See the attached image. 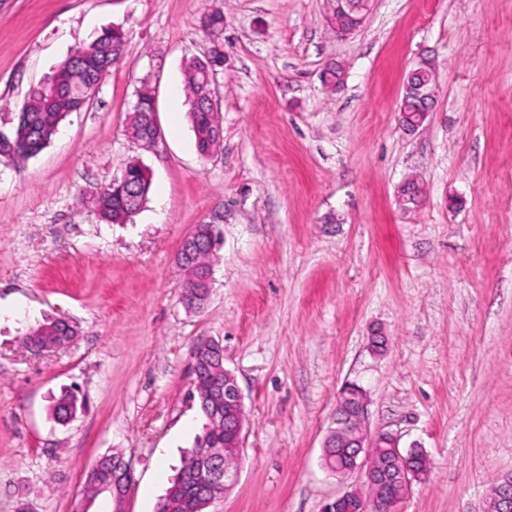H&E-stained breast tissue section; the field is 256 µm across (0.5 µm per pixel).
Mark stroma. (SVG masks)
Masks as SVG:
<instances>
[{
	"instance_id": "obj_1",
	"label": "stroma",
	"mask_w": 512,
	"mask_h": 512,
	"mask_svg": "<svg viewBox=\"0 0 512 512\" xmlns=\"http://www.w3.org/2000/svg\"><path fill=\"white\" fill-rule=\"evenodd\" d=\"M213 4L0 0L1 131L74 49L125 34L47 147L0 158V300L23 306L0 310V512H75L112 450L134 477L123 512H156L204 423L190 375L203 338L222 341L246 414L238 480L210 512H322L360 486L320 461L349 383L371 433L429 457L396 512H489L512 474V0H373L345 39L324 0H223V140L206 160L173 90L211 45ZM421 56L438 91L409 132L402 85ZM145 83L160 130L148 146L127 133ZM134 160L152 175L146 203L99 222L93 194ZM412 175L424 192L407 211L396 192ZM199 224L222 243L190 310L176 256ZM48 316L77 325L75 342L29 351ZM70 388L86 407L55 424L51 398Z\"/></svg>"
}]
</instances>
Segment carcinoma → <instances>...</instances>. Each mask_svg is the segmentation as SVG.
Instances as JSON below:
<instances>
[{"mask_svg": "<svg viewBox=\"0 0 512 512\" xmlns=\"http://www.w3.org/2000/svg\"><path fill=\"white\" fill-rule=\"evenodd\" d=\"M124 33L120 29L106 28L88 45L76 49L60 65L61 75L58 97L50 100L37 88H32L16 117L10 140L0 144V157L11 160L28 159L40 152L56 133L60 122L71 112L83 109L87 90L100 74L109 73L119 61ZM206 58H194L187 64L184 76L190 99V118L200 155L210 154L218 147V131L222 130L213 105L206 98L209 77L205 69ZM154 99L148 88L137 93L130 123V134L137 139L153 132ZM122 175L130 190L108 184L94 196L93 211L99 220L109 224H125L147 200L151 177L137 161L129 163ZM191 263L183 266L186 279L183 290L194 291L192 280L212 266L214 253L199 248L192 250ZM76 335L74 325L61 319H48L31 329L23 344L40 349H53ZM199 408L205 418L202 433L196 436L192 449L187 452L176 477L164 495V512H207L211 504L224 494V482L211 477V470L226 463L235 465L233 457L221 458L224 453V361L217 357L212 346H197L191 366ZM84 400L74 391H65L52 398L54 420L65 422L83 410ZM112 485V455L102 457L99 469L88 474L86 495L91 499L112 493L104 486Z\"/></svg>", "mask_w": 512, "mask_h": 512, "instance_id": "1", "label": "carcinoma"}]
</instances>
